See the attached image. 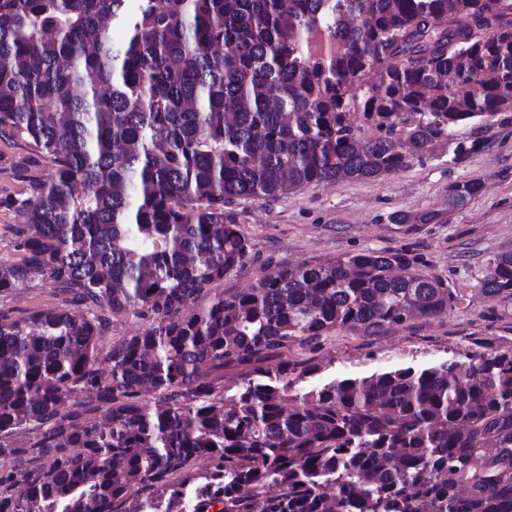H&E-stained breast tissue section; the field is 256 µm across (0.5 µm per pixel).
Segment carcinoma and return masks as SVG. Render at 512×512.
<instances>
[{"label": "carcinoma", "mask_w": 512, "mask_h": 512, "mask_svg": "<svg viewBox=\"0 0 512 512\" xmlns=\"http://www.w3.org/2000/svg\"><path fill=\"white\" fill-rule=\"evenodd\" d=\"M511 111L512 0H0V136L55 167L0 292L84 307L0 317V512H512V348L304 386L448 282L365 251L212 292L250 249L224 206L465 154ZM483 291L512 298V252ZM118 315L151 322L104 350ZM64 297L55 282L36 280L28 288L0 293V315L19 317L31 309L60 306Z\"/></svg>", "instance_id": "obj_1"}]
</instances>
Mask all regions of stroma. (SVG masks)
I'll return each mask as SVG.
<instances>
[{"label":"stroma","instance_id":"1","mask_svg":"<svg viewBox=\"0 0 512 512\" xmlns=\"http://www.w3.org/2000/svg\"><path fill=\"white\" fill-rule=\"evenodd\" d=\"M483 146L463 157L437 150L410 167L370 181L341 180L303 187L278 199H240L227 205L251 248L243 264L216 284L237 292L285 265L368 250L400 251L422 274L448 281L456 300L447 314L418 318L375 336L341 331L317 360L319 385L399 367L468 362L475 340L512 345V298L489 296L482 281L489 258L512 251V112L498 113L490 130L464 127ZM51 161L22 142L0 137V263L20 260L15 228L33 181L50 182ZM481 180L484 189L464 207L448 205L449 186ZM434 212L431 224H396L399 213ZM55 282L0 293V315H24L61 305Z\"/></svg>","mask_w":512,"mask_h":512}]
</instances>
